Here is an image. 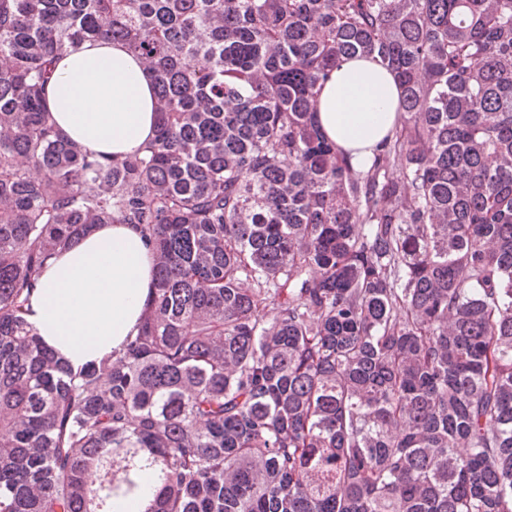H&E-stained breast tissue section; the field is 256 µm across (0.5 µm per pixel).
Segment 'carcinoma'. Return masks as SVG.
I'll return each instance as SVG.
<instances>
[{
    "label": "carcinoma",
    "instance_id": "1",
    "mask_svg": "<svg viewBox=\"0 0 512 512\" xmlns=\"http://www.w3.org/2000/svg\"><path fill=\"white\" fill-rule=\"evenodd\" d=\"M145 59L142 153L83 152L46 93L72 44ZM401 89L357 168L318 93ZM96 224L156 257L120 352L27 321ZM512 512V0H0V512ZM136 489L128 496H112L111 512H141L154 497L157 478L152 470H137L133 476Z\"/></svg>",
    "mask_w": 512,
    "mask_h": 512
}]
</instances>
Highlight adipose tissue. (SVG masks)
Listing matches in <instances>:
<instances>
[{
  "instance_id": "obj_1",
  "label": "adipose tissue",
  "mask_w": 512,
  "mask_h": 512,
  "mask_svg": "<svg viewBox=\"0 0 512 512\" xmlns=\"http://www.w3.org/2000/svg\"><path fill=\"white\" fill-rule=\"evenodd\" d=\"M400 90L394 75L367 59L344 61L322 86L317 119L355 166L394 127ZM152 72L121 43L68 47L48 87L56 126L83 150L131 155L155 134ZM155 258L131 224L95 226L46 267L27 320L73 367L120 350L135 334L154 281Z\"/></svg>"
}]
</instances>
